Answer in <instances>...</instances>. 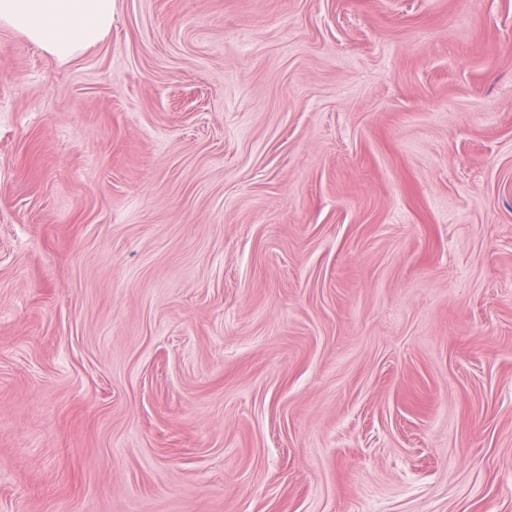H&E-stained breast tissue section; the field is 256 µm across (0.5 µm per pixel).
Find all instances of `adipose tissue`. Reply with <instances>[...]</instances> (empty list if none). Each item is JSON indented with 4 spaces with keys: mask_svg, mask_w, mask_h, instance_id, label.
I'll use <instances>...</instances> for the list:
<instances>
[{
    "mask_svg": "<svg viewBox=\"0 0 512 512\" xmlns=\"http://www.w3.org/2000/svg\"><path fill=\"white\" fill-rule=\"evenodd\" d=\"M113 0H0V26L60 61L101 44L112 28Z\"/></svg>",
    "mask_w": 512,
    "mask_h": 512,
    "instance_id": "obj_1",
    "label": "adipose tissue"
}]
</instances>
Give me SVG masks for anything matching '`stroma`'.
Returning <instances> with one entry per match:
<instances>
[{
	"instance_id": "obj_1",
	"label": "stroma",
	"mask_w": 512,
	"mask_h": 512,
	"mask_svg": "<svg viewBox=\"0 0 512 512\" xmlns=\"http://www.w3.org/2000/svg\"><path fill=\"white\" fill-rule=\"evenodd\" d=\"M0 512H512V0L0 27Z\"/></svg>"
}]
</instances>
